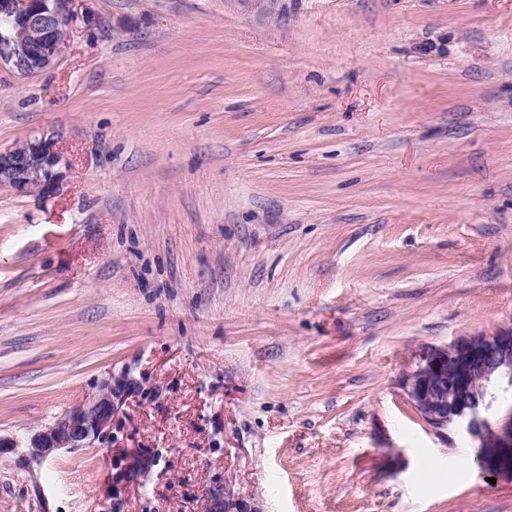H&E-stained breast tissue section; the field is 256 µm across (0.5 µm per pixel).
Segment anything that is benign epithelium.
I'll list each match as a JSON object with an SVG mask.
<instances>
[{"mask_svg":"<svg viewBox=\"0 0 512 512\" xmlns=\"http://www.w3.org/2000/svg\"><path fill=\"white\" fill-rule=\"evenodd\" d=\"M260 17L270 13L288 20V0H242ZM71 0H0V67L29 76L55 64L69 38ZM70 162L54 131L41 132L0 150V188L54 193L63 185ZM402 388L411 406L433 429L452 426L480 450L482 471L512 470V326L468 336L437 349L404 376ZM120 392L105 383L100 391L57 416L33 435L29 454L45 458L61 448H84L112 427Z\"/></svg>","mask_w":512,"mask_h":512,"instance_id":"obj_1","label":"benign epithelium"}]
</instances>
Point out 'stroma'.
Wrapping results in <instances>:
<instances>
[{"label":"stroma","instance_id":"stroma-1","mask_svg":"<svg viewBox=\"0 0 512 512\" xmlns=\"http://www.w3.org/2000/svg\"><path fill=\"white\" fill-rule=\"evenodd\" d=\"M72 0L0 69V512H512L402 377L512 324V0ZM122 390L106 440L27 439ZM250 12L260 17L273 13L280 21L288 20V0H242ZM69 168L57 133L41 132L8 150L0 149V188L54 193L62 187Z\"/></svg>","mask_w":512,"mask_h":512}]
</instances>
